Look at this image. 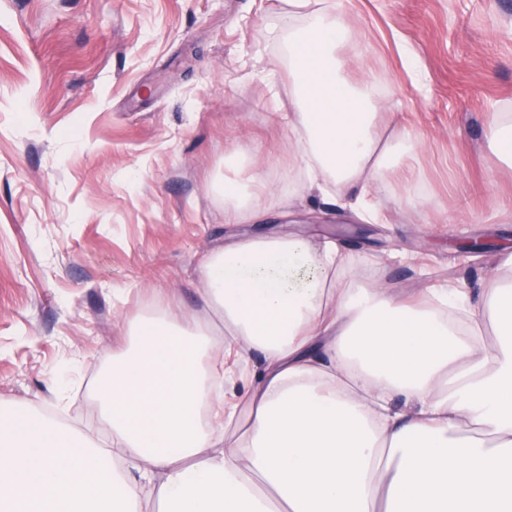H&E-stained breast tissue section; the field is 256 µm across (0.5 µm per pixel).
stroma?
<instances>
[{
  "label": "stroma",
  "instance_id": "obj_1",
  "mask_svg": "<svg viewBox=\"0 0 512 512\" xmlns=\"http://www.w3.org/2000/svg\"><path fill=\"white\" fill-rule=\"evenodd\" d=\"M360 61L416 145L376 187L385 220L303 195L275 114L288 0H0V400L110 437L96 399L142 307L205 317L198 264L244 234L336 240L356 286L478 299L512 253V0H341ZM274 83H267V74ZM240 149L273 190L244 224L211 186ZM490 251L461 258L465 243ZM488 145L503 163L512 166V116L507 121L496 115L489 125Z\"/></svg>",
  "mask_w": 512,
  "mask_h": 512
}]
</instances>
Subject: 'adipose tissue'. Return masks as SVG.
Instances as JSON below:
<instances>
[{
	"mask_svg": "<svg viewBox=\"0 0 512 512\" xmlns=\"http://www.w3.org/2000/svg\"><path fill=\"white\" fill-rule=\"evenodd\" d=\"M288 4L305 19L288 32L296 166L324 200L378 215L372 187L413 146L348 80L340 11ZM242 158L225 156L234 220L268 184ZM198 274L208 327L138 315L99 381L115 455L0 403V512H512V275L477 308L454 288H356L334 241L296 230L237 237ZM245 349L259 383L233 401L222 369Z\"/></svg>",
	"mask_w": 512,
	"mask_h": 512,
	"instance_id": "ef3b65f1",
	"label": "adipose tissue"
}]
</instances>
